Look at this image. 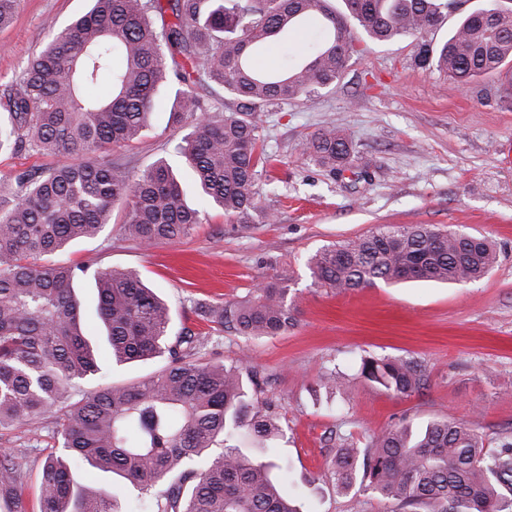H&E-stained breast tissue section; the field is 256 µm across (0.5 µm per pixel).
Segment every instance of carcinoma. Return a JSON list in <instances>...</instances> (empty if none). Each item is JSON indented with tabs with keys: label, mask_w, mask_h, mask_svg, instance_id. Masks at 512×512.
Masks as SVG:
<instances>
[{
	"label": "carcinoma",
	"mask_w": 512,
	"mask_h": 512,
	"mask_svg": "<svg viewBox=\"0 0 512 512\" xmlns=\"http://www.w3.org/2000/svg\"><path fill=\"white\" fill-rule=\"evenodd\" d=\"M344 3L339 11L333 0H90L3 90L0 153L28 148L81 159L15 173V188L0 189V433L52 417L61 437L41 464L39 512H123L113 487L77 485L71 461L130 483L136 512H303L285 469L264 456L282 426L259 408L256 372L241 360L200 361V338L172 335L171 306L131 271L93 273L112 361L163 357L166 364L132 386L72 399L75 385L100 371L75 294L91 265L56 256L99 236L118 201L126 204L124 233L146 248L190 237L208 207L236 224L255 223L252 187L270 162L261 112L341 80L360 35L407 38L419 66L461 83L512 74V8L476 9L435 46L429 36L457 0ZM313 18L320 28L307 48L287 53L279 71L260 65L270 45L305 33ZM103 79L111 96L90 95ZM172 84L179 89L171 118L189 122L178 149L194 175L195 206L163 158L135 175L110 159L82 161L138 141L159 90ZM225 93L239 101L236 109L219 110ZM306 151L336 173L351 164L353 146L332 125ZM496 262L485 237L414 224L326 247L309 269L314 285L343 292L381 281L465 285ZM289 291L272 280L253 299L199 304L195 313L244 336H276L295 321ZM361 375L397 395L425 384L422 366L406 359L364 358ZM20 455L0 448V512H26ZM330 466L337 487L357 484L391 512H512V442L489 449L469 423L393 426L362 448L341 437Z\"/></svg>",
	"instance_id": "carcinoma-1"
}]
</instances>
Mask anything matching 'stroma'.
Instances as JSON below:
<instances>
[{
	"mask_svg": "<svg viewBox=\"0 0 512 512\" xmlns=\"http://www.w3.org/2000/svg\"><path fill=\"white\" fill-rule=\"evenodd\" d=\"M88 7L89 0H21L13 23L0 29V90L21 75L52 29ZM415 52L408 40L357 41L339 82L263 113L271 164L254 192L268 222L244 229L209 208L191 237L147 249L122 235L119 202L98 238L75 242L65 255L140 274L172 304L174 331L200 336L202 360L243 359L256 370L258 400L283 427L272 458L289 465L292 494L305 512L389 510L361 488L337 487L328 462L341 435L363 442L393 425L448 419L473 423L493 448L512 438V159L505 157L512 148V88L494 76L459 83L417 66ZM173 100V91L162 93L142 139L113 150V160L134 174L161 157L182 165L176 147L185 131L169 121ZM330 124L343 128L356 149L352 168L335 175L305 150ZM411 224L488 238L498 262L465 285L380 282L343 293L314 285L308 260L317 250ZM274 276L287 282L296 307L294 324L279 335L218 330L194 312L199 303L246 300ZM364 357L417 361L427 383L395 396L361 376ZM98 362L101 373L83 390L135 382L163 366L159 358L113 365L104 343ZM331 368L344 375V390L319 389ZM57 445L49 417L0 435V448L27 451L28 512H38L36 474Z\"/></svg>",
	"mask_w": 512,
	"mask_h": 512,
	"instance_id": "35a3bbf8",
	"label": "stroma"
}]
</instances>
